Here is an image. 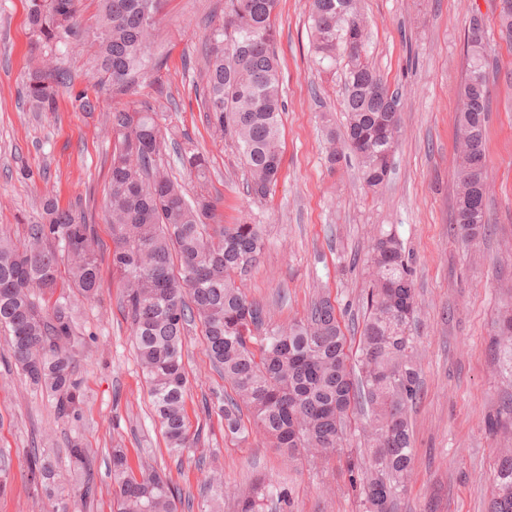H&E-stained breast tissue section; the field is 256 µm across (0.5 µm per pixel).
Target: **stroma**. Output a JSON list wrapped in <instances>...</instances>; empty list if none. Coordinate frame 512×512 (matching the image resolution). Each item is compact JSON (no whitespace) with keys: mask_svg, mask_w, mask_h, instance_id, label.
Masks as SVG:
<instances>
[{"mask_svg":"<svg viewBox=\"0 0 512 512\" xmlns=\"http://www.w3.org/2000/svg\"><path fill=\"white\" fill-rule=\"evenodd\" d=\"M359 8L369 23L365 56L400 95L402 129L388 181L366 189L350 154L329 167L327 131L345 124L344 74L323 70L311 53L308 0H279L283 166L271 195L259 201L246 193L234 147L213 140L195 95L203 83L204 35L222 16L224 0H167L155 44L163 65L124 94L99 84L81 43L72 42L65 54L72 85L61 90L54 112H32L23 102L22 81L44 48L28 30L26 0H0V231L22 235L42 197L52 195L94 224L102 271L98 300L80 308L79 418H57L50 398L12 371L0 335V455L10 462L0 512H51L53 501L27 482L26 451L39 448L65 471L77 442L94 456L99 489L87 512H112L108 463L118 445L131 459L166 468L195 499L214 475L231 491L264 472L290 487L294 512H363L344 457L289 465L255 430L228 437L220 417L204 415L203 400L231 387L213 368L197 325L185 339L183 360L186 408L198 437L178 457L166 447L129 340L105 221L112 140L103 115L148 99L158 84L173 100L161 128L188 134L208 156L207 188L225 223L247 218L262 227L264 250L239 285L265 305L273 323L302 318L326 292L350 350H357L372 240L390 232L401 241L417 289L412 334L422 351V394L412 412L414 476L398 512H487L498 446L487 420L512 394V375L502 372L492 348L497 315L512 306V44L499 37L498 0H359ZM474 14L483 19L498 73L485 143L490 224L482 238L466 242L452 222L459 85ZM83 90L98 99V112L74 109L72 97ZM202 455L209 464L201 468Z\"/></svg>","mask_w":512,"mask_h":512,"instance_id":"35a3bbf8","label":"stroma"}]
</instances>
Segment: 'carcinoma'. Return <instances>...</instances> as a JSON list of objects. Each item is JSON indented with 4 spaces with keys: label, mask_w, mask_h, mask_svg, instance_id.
Listing matches in <instances>:
<instances>
[{
    "label": "carcinoma",
    "mask_w": 512,
    "mask_h": 512,
    "mask_svg": "<svg viewBox=\"0 0 512 512\" xmlns=\"http://www.w3.org/2000/svg\"><path fill=\"white\" fill-rule=\"evenodd\" d=\"M164 0H101L95 27L80 35L78 0H28L32 35L47 49L27 75L23 98L34 112H55L59 90L70 84L58 56L83 39L102 84L125 93L162 60L153 46ZM278 0H224V16L210 24L204 40L206 87L199 97L213 136L230 138L249 171L246 192L266 198L277 185L282 153L284 91L275 53ZM311 48L319 66L343 65L347 114L341 148L330 132L328 162L344 152L358 160L365 186L376 188L391 172L400 126L398 94L391 91L363 55L368 28L357 0H311ZM467 68L460 87V141L454 224L475 240L489 218L484 186L485 142L491 89L485 41L467 40ZM170 95L158 87L151 102L113 109L105 219L112 228V271L121 281V305L149 396L167 448L191 447L186 412L184 337L200 325L210 361L233 390L203 403L205 415L224 419V432H242V409L270 446L288 461H327L344 447L349 413L365 406V452L348 456V482L359 492L364 512H395L413 473L410 413L421 396L420 351L411 325L415 283L399 239L383 233L365 261L369 282L357 364L347 353V336L328 296L318 297L306 318L274 326L268 312L247 299L238 285L264 248L259 224H223L217 203L205 190L207 159L188 136L176 147L180 166L200 181L187 197L172 173L157 163L167 147L159 123ZM100 292L95 227L52 197L40 202L23 241L0 233V333L11 365L53 402L60 418L79 416L83 402L76 378L81 345L76 338L78 302ZM57 295L43 306L45 295ZM495 352L512 364V309L494 337ZM489 431L507 444L491 479L488 512H512V399L488 420ZM113 512H192L171 477L149 465L135 469L122 448L112 449ZM69 478L53 461L28 453V479L49 496L87 505L96 496L90 451L69 449ZM235 512H294L291 491L266 478L236 495Z\"/></svg>",
    "instance_id": "cac0c4a2"
}]
</instances>
